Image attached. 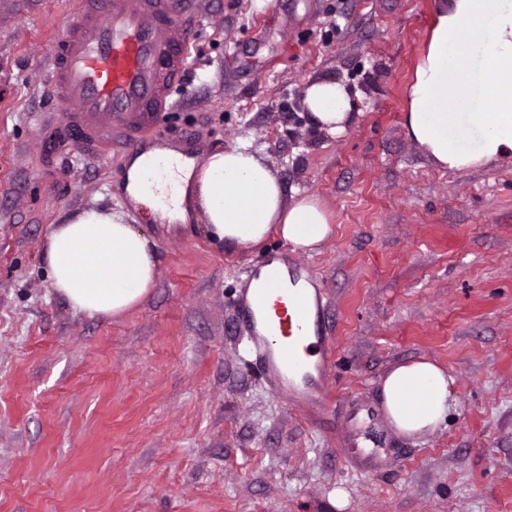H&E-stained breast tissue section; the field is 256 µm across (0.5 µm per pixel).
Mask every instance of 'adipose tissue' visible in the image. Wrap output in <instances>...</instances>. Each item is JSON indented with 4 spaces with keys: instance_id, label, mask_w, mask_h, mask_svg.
<instances>
[{
    "instance_id": "ef3b65f1",
    "label": "adipose tissue",
    "mask_w": 512,
    "mask_h": 512,
    "mask_svg": "<svg viewBox=\"0 0 512 512\" xmlns=\"http://www.w3.org/2000/svg\"><path fill=\"white\" fill-rule=\"evenodd\" d=\"M406 128L426 155L449 170L512 158V0H445L427 36L408 89ZM311 122L331 133L352 115L348 90L334 81L308 86ZM152 148L134 156L125 191L168 221L187 222L195 202L209 236L249 249L278 234L299 250H314L330 235V219L312 196L286 201L277 173L249 147L221 149L202 161L178 156L171 206L144 192V173L163 156ZM44 262L52 288L76 312L116 316L139 305L155 285L151 239L123 213L90 208L54 225ZM452 380L428 359L402 362L381 382L391 426L412 436L444 420Z\"/></svg>"
}]
</instances>
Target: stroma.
<instances>
[{
	"label": "stroma",
	"mask_w": 512,
	"mask_h": 512,
	"mask_svg": "<svg viewBox=\"0 0 512 512\" xmlns=\"http://www.w3.org/2000/svg\"><path fill=\"white\" fill-rule=\"evenodd\" d=\"M438 5L201 0L166 144L249 145L286 200L316 196L333 233L302 252L150 220L123 190L129 153L93 159L60 133L44 77L72 0H0V512H512V160L444 169L406 132ZM323 80L356 102L336 136L298 104ZM85 208L156 243L154 288L118 317L73 311L47 276L52 225ZM277 255L307 263L338 345L314 419L241 341L244 271ZM420 358L454 380L446 419L408 437L360 418L385 450L363 465L340 421Z\"/></svg>",
	"instance_id": "1"
}]
</instances>
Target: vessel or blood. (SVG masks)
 <instances>
[{
	"label": "vessel or blood",
	"mask_w": 512,
	"mask_h": 512,
	"mask_svg": "<svg viewBox=\"0 0 512 512\" xmlns=\"http://www.w3.org/2000/svg\"><path fill=\"white\" fill-rule=\"evenodd\" d=\"M197 0H75L48 64L56 111L65 133L87 156L114 147L138 149L143 137H162L164 112L187 67L183 33ZM157 160L144 187H157L175 168ZM307 268L287 273L247 271L238 316L245 348L275 397L305 417L325 413L329 377L337 363L333 337L320 323L322 289L300 287Z\"/></svg>",
	"instance_id": "obj_1"
}]
</instances>
